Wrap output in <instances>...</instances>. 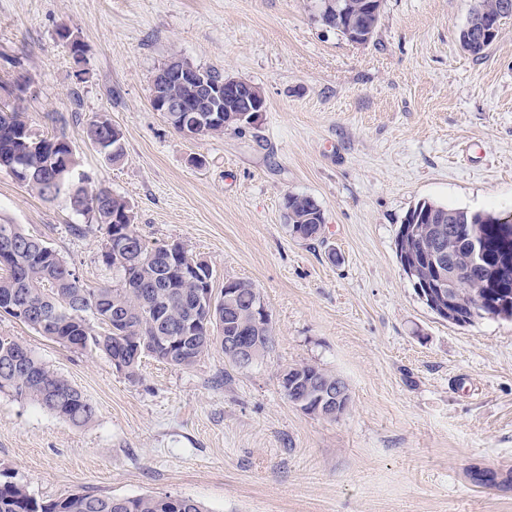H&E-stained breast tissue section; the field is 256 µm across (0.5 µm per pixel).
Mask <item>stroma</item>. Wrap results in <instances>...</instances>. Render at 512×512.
Returning <instances> with one entry per match:
<instances>
[{"mask_svg":"<svg viewBox=\"0 0 512 512\" xmlns=\"http://www.w3.org/2000/svg\"><path fill=\"white\" fill-rule=\"evenodd\" d=\"M319 0H0V100L37 136L66 133L81 171L135 206L153 245L206 260L213 287L258 289L274 342L253 366L212 348L181 369L144 357L128 380L0 315L96 408L77 427L0 392V471L39 500L75 492L189 497L208 512H512V320L460 327L417 294L396 254L418 201L512 212V16L479 57L459 36L474 0H384L362 45ZM83 49L74 58L57 30ZM259 86L266 110L187 138L151 106L171 57ZM107 114L126 158L88 141ZM324 212L290 236L288 194ZM44 240L90 286L101 236L0 170V221ZM315 364L349 386L333 420L290 403L281 374Z\"/></svg>","mask_w":512,"mask_h":512,"instance_id":"35a3bbf8","label":"stroma"}]
</instances>
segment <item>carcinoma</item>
Returning <instances> with one entry per match:
<instances>
[{"label":"carcinoma","instance_id":"obj_1","mask_svg":"<svg viewBox=\"0 0 512 512\" xmlns=\"http://www.w3.org/2000/svg\"><path fill=\"white\" fill-rule=\"evenodd\" d=\"M351 3L354 12L375 34L380 18L366 11L367 0H337ZM504 0H478L472 14L477 18L500 13ZM171 98L198 103L196 85L171 75L162 85ZM217 120L206 134L221 135L239 129L237 113L226 111L219 101ZM87 139L103 151L107 161L119 165L125 158L122 131L104 113L87 124ZM27 164L24 185L41 197L61 199L84 224L71 230L82 235L96 229L102 237L103 263L115 281L91 288L62 257L47 253L48 246L26 234L16 224H0V313L22 320L36 332L75 352L96 350L116 362L130 380L138 377L141 359H156L182 369L193 368L224 337L252 336L255 358L261 359L273 342L272 329L253 326V308L261 302L259 291L249 282L228 279L224 287L230 298H215L220 315L209 316V307L199 303L198 285L183 278L177 262L169 260L166 246L146 244L135 226L131 202L102 183L88 187L90 177L78 172L79 160L65 134L39 138L30 130L25 112L18 106L0 104V169L9 171L19 161ZM286 220L291 236L319 238L325 216L317 202L303 194L286 198ZM409 227L452 224L459 239L478 227L483 262L495 265L506 257L499 217L489 213L448 208L421 200L405 215ZM129 233L131 245L116 253L112 228ZM438 277L430 265L412 274L414 287ZM458 318L450 323L469 326L483 318L512 319V274L491 286L473 278L460 281L451 296ZM101 325L95 331L89 318ZM300 380V395L308 401L306 414L315 417L320 386L336 381V375L312 364L288 368ZM29 400L75 426L90 424L96 409L90 400L61 374L37 359L28 348L8 336H0V391ZM0 512H206L189 497L105 496L76 493L57 500L39 501L12 480H0Z\"/></svg>","mask_w":512,"mask_h":512}]
</instances>
